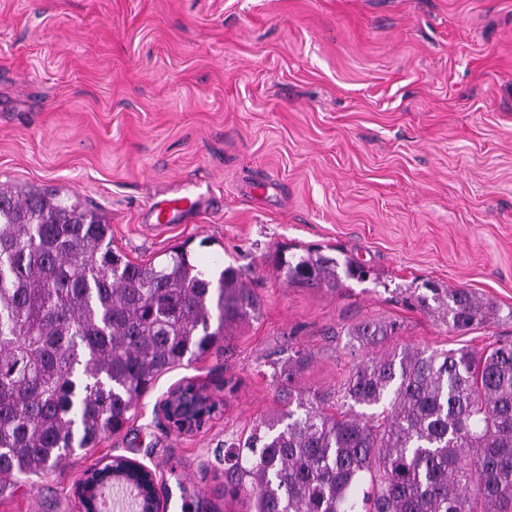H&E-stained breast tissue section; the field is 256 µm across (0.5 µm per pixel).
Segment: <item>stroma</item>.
I'll list each match as a JSON object with an SVG mask.
<instances>
[{
  "instance_id": "obj_1",
  "label": "stroma",
  "mask_w": 512,
  "mask_h": 512,
  "mask_svg": "<svg viewBox=\"0 0 512 512\" xmlns=\"http://www.w3.org/2000/svg\"><path fill=\"white\" fill-rule=\"evenodd\" d=\"M11 185L77 196L133 262L182 245L208 275L244 269L260 311L64 473L0 478V512H79L76 482L112 455L156 470L166 512H251L219 457L280 409L288 357L307 356L297 389L333 392L374 352L512 340V321L451 333L416 302L460 287L512 310V0H0ZM185 185L198 217L153 227L149 203ZM309 250L373 274L277 271ZM365 321L396 330L372 351L350 337ZM217 379L219 412L169 433L167 391Z\"/></svg>"
}]
</instances>
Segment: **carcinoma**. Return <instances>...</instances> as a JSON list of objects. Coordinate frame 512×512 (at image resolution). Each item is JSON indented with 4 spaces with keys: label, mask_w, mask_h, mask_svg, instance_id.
Wrapping results in <instances>:
<instances>
[{
    "label": "carcinoma",
    "mask_w": 512,
    "mask_h": 512,
    "mask_svg": "<svg viewBox=\"0 0 512 512\" xmlns=\"http://www.w3.org/2000/svg\"><path fill=\"white\" fill-rule=\"evenodd\" d=\"M110 225L49 188H0V477L55 471L121 430L161 374L256 316L248 273L213 280L175 249L160 264L112 248ZM335 288L338 262L279 260ZM418 301L451 331L499 318L467 288ZM366 321L363 347L393 334ZM224 451V492L252 512H512V340L489 351L403 348L357 365L333 394L297 391ZM382 407L370 415L355 407Z\"/></svg>",
    "instance_id": "obj_1"
}]
</instances>
